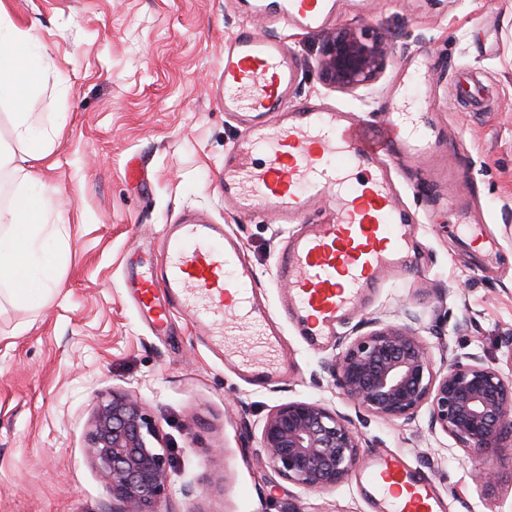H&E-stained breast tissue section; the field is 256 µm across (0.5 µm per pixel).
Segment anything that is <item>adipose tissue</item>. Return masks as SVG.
I'll return each mask as SVG.
<instances>
[{"mask_svg":"<svg viewBox=\"0 0 512 512\" xmlns=\"http://www.w3.org/2000/svg\"><path fill=\"white\" fill-rule=\"evenodd\" d=\"M36 43L32 30L17 27L0 8V103L14 107L12 138L0 142V190L11 191L0 204V296L32 310L60 287L45 273L48 248L59 234L55 194L27 166L47 153L51 140L36 132L31 113L18 109L40 65Z\"/></svg>","mask_w":512,"mask_h":512,"instance_id":"ef3b65f1","label":"adipose tissue"}]
</instances>
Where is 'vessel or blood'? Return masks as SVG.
I'll use <instances>...</instances> for the list:
<instances>
[{
	"label": "vessel or blood",
	"mask_w": 512,
	"mask_h": 512,
	"mask_svg": "<svg viewBox=\"0 0 512 512\" xmlns=\"http://www.w3.org/2000/svg\"><path fill=\"white\" fill-rule=\"evenodd\" d=\"M334 7L335 0H279L274 21L316 29ZM295 77V61L276 35L246 30L225 46L224 110L240 115L243 135L224 160V204L279 224H304L281 254L277 274L307 335L326 336L360 307L383 273L404 266L413 219L397 205L388 161L434 156L445 138L399 93L375 127L318 103L289 106ZM323 199L334 212L332 222L306 221L312 203ZM223 235L206 216L185 213L162 241L164 270L130 277L135 301L156 329H164L178 307L206 328L215 347L241 323L262 335L272 316L254 310L252 273L240 265L237 244ZM371 479L389 512L438 508L427 481L404 473L395 460L375 464Z\"/></svg>",
	"instance_id": "obj_1"
}]
</instances>
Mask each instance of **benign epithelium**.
<instances>
[{"instance_id": "benign-epithelium-1", "label": "benign epithelium", "mask_w": 512, "mask_h": 512, "mask_svg": "<svg viewBox=\"0 0 512 512\" xmlns=\"http://www.w3.org/2000/svg\"><path fill=\"white\" fill-rule=\"evenodd\" d=\"M387 54L381 36L343 28L322 44L321 79L340 89L368 84ZM333 372L341 395L364 416L410 423L425 409L430 433H445L478 458L512 442V377L475 353L435 367L427 342L409 324L355 337ZM360 440L353 419L318 401L282 403L261 429L274 473L313 492L348 480ZM85 451L122 512H158L171 487L170 460L159 428L136 397L114 391L98 402Z\"/></svg>"}]
</instances>
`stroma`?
Masks as SVG:
<instances>
[{"label":"stroma","mask_w":512,"mask_h":512,"mask_svg":"<svg viewBox=\"0 0 512 512\" xmlns=\"http://www.w3.org/2000/svg\"><path fill=\"white\" fill-rule=\"evenodd\" d=\"M33 29L43 51L22 104L49 134L30 160L57 188L62 238L53 273L62 286L38 311L0 305V512H118L85 453L100 395H137L170 457L162 512H384L366 465L397 459L428 479L438 512H512V450L472 459L426 415L412 423L373 418L362 427L349 480L308 492L280 479L261 448L268 413L290 400L321 401L355 415L328 366L342 337L370 322L399 325L412 311L435 364L477 353L512 368V0H338L323 28L280 35L296 59L291 101L379 123L402 64L428 75L404 89L430 113L448 148L432 175L469 198L460 216L430 205L420 163H391L403 209L415 218L406 268L386 274L362 310L332 336L310 341L284 307L276 258L299 224L224 206V155L242 126L220 103L224 48L240 27L264 33L241 0H0ZM381 34L389 57L377 80L354 90L325 86L319 48L336 29ZM188 211L223 225L253 273L256 305L273 314L265 348L241 332L228 354L212 351L187 316L153 330L125 281L160 262L158 244ZM271 364L265 378L250 364ZM498 474L493 491L481 475Z\"/></svg>","instance_id":"1"}]
</instances>
